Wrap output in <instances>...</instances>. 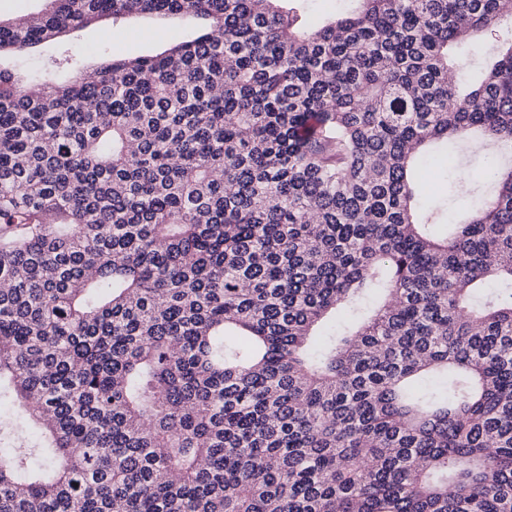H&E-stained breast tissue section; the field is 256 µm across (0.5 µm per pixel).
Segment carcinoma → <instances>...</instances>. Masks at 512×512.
<instances>
[{"label":"carcinoma","mask_w":512,"mask_h":512,"mask_svg":"<svg viewBox=\"0 0 512 512\" xmlns=\"http://www.w3.org/2000/svg\"><path fill=\"white\" fill-rule=\"evenodd\" d=\"M0 18V512H512V0H44ZM206 21L85 61L76 28ZM75 73L68 83L57 77ZM495 33V34H494ZM512 36V18H505L493 32L492 37L489 36L483 41L469 40L463 43L462 49L459 50L457 77L459 78L463 72H472L476 70L484 53L490 49L494 39H503ZM486 141L478 137L471 138L460 151L457 166L441 172L438 182L433 187L423 188V197L427 202L437 201L444 205L448 220L458 209L470 204L473 199L459 198L455 191V183L465 180H475L481 176L485 162L489 156Z\"/></svg>","instance_id":"carcinoma-1"}]
</instances>
